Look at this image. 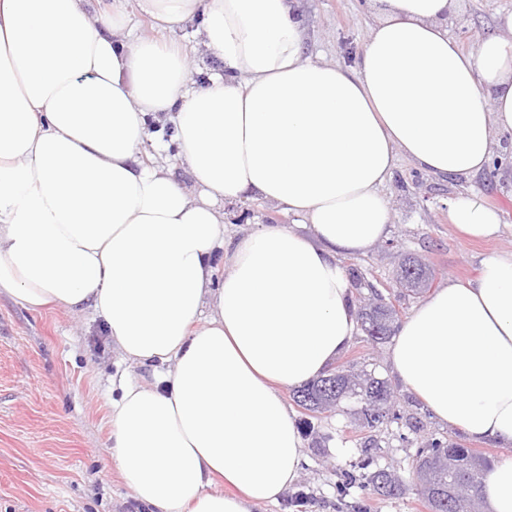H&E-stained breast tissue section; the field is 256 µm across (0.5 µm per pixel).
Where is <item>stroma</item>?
Listing matches in <instances>:
<instances>
[{
	"label": "stroma",
	"instance_id": "1",
	"mask_svg": "<svg viewBox=\"0 0 512 512\" xmlns=\"http://www.w3.org/2000/svg\"><path fill=\"white\" fill-rule=\"evenodd\" d=\"M512 0H462L451 24L463 47L499 35V13ZM306 60L355 65L373 21L368 0H299ZM174 134L170 122L150 119L143 158L169 167L176 183L194 187L187 163L162 147ZM495 160L468 180L436 177L406 158H397L382 188L391 220L386 237L365 253L343 257L344 269H357L365 281L386 291L405 254L430 267L433 286L475 278L482 258L512 252V133L497 134ZM476 191L497 208L507 229L498 238L472 240L448 221V203ZM294 218L274 204L249 199L224 205V236L239 239L265 224L284 227ZM390 341L374 342L357 331L336 367L356 366L387 379L394 396L391 419L365 427L361 405L342 400L330 411L295 407L304 438L301 474L279 505L259 512H430L413 476L415 452L432 438L448 437L493 461L504 450L469 439L438 422L407 390L387 361ZM126 375L148 381L152 370L126 361L91 308L31 309L0 292V512H150L121 479L111 456L108 420L112 379ZM390 467L405 482L403 494L382 497L371 487L339 496L342 471L365 456Z\"/></svg>",
	"mask_w": 512,
	"mask_h": 512
}]
</instances>
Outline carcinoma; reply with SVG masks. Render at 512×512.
Instances as JSON below:
<instances>
[{"label": "carcinoma", "instance_id": "carcinoma-1", "mask_svg": "<svg viewBox=\"0 0 512 512\" xmlns=\"http://www.w3.org/2000/svg\"><path fill=\"white\" fill-rule=\"evenodd\" d=\"M430 286V273L425 263L408 257L393 278L394 296L405 292L420 293ZM398 311L377 290L359 298L358 320L368 335L386 340ZM356 397L364 404L368 426L385 420L392 399L387 381L363 371L333 370L321 379L295 392L296 402L310 412L327 410L346 397ZM488 463L485 458L445 437L433 438L417 453L415 470L423 495L431 512H482V483ZM373 490L384 496L403 492L402 481L388 469L368 474Z\"/></svg>", "mask_w": 512, "mask_h": 512}]
</instances>
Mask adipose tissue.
Returning <instances> with one entry per match:
<instances>
[{
	"label": "adipose tissue",
	"mask_w": 512,
	"mask_h": 512,
	"mask_svg": "<svg viewBox=\"0 0 512 512\" xmlns=\"http://www.w3.org/2000/svg\"><path fill=\"white\" fill-rule=\"evenodd\" d=\"M461 0H370L355 65L305 62L298 0H139L173 31L193 18L223 71L194 81L181 43L136 39L124 0H0V288L30 308L91 305L153 381L116 382L112 456L153 512H258L298 480L303 437L280 388L325 373L358 325L341 256L384 237L397 157L474 177L512 132V11L463 49ZM176 131L181 188L140 149ZM282 206L295 227L224 237L225 202ZM474 239L497 209L448 204ZM442 424L512 445V252L448 281L389 349ZM512 512V456L487 472ZM174 130L170 122L163 118H150L148 122V136L143 146V158H151L157 164L169 167L176 183L186 190H192L194 179L191 169L186 162L174 160L172 150H164L161 142L170 143Z\"/></svg>",
	"instance_id": "ef3b65f1"
}]
</instances>
